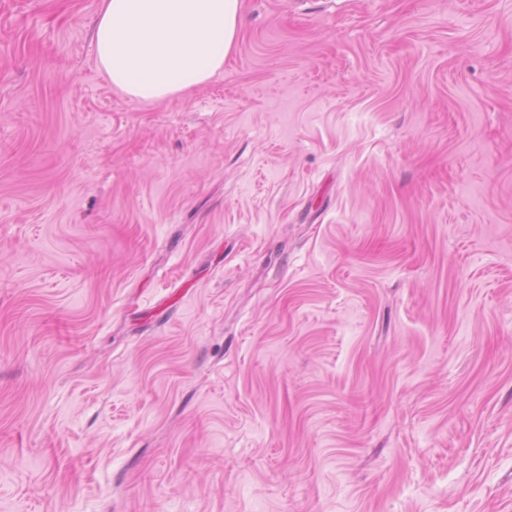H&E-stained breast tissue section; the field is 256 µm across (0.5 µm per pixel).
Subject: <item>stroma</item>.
Returning <instances> with one entry per match:
<instances>
[{
    "instance_id": "1",
    "label": "stroma",
    "mask_w": 512,
    "mask_h": 512,
    "mask_svg": "<svg viewBox=\"0 0 512 512\" xmlns=\"http://www.w3.org/2000/svg\"><path fill=\"white\" fill-rule=\"evenodd\" d=\"M0 0V512H512V0H241L113 89Z\"/></svg>"
}]
</instances>
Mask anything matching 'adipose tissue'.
I'll list each match as a JSON object with an SVG mask.
<instances>
[{
    "label": "adipose tissue",
    "instance_id": "ef3b65f1",
    "mask_svg": "<svg viewBox=\"0 0 512 512\" xmlns=\"http://www.w3.org/2000/svg\"><path fill=\"white\" fill-rule=\"evenodd\" d=\"M240 0H103L94 33L102 71L137 102L178 96L223 69Z\"/></svg>",
    "mask_w": 512,
    "mask_h": 512
}]
</instances>
